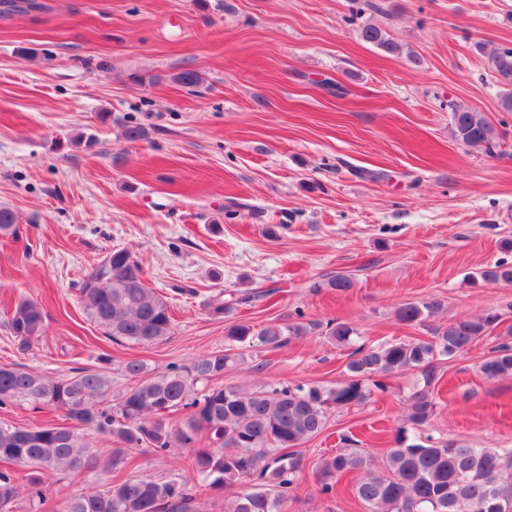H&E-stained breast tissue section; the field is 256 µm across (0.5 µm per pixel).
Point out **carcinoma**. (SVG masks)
I'll list each match as a JSON object with an SVG mask.
<instances>
[{"mask_svg":"<svg viewBox=\"0 0 512 512\" xmlns=\"http://www.w3.org/2000/svg\"><path fill=\"white\" fill-rule=\"evenodd\" d=\"M44 8L39 0H0V14L28 13ZM361 39L388 54L399 44L382 27L367 23ZM485 68L501 86L500 107L512 112V47L484 54ZM171 80L193 89L202 77L193 70ZM453 136L466 147L494 153L498 133L483 113L465 105L452 107ZM18 216L0 206V236L14 237ZM131 254L114 249L106 261L85 276L80 302L85 313L114 341L151 344L171 335L173 321L168 297L147 285L140 265L130 268ZM471 282L512 284V263L498 259L486 264ZM354 280L341 272L314 283L316 288L347 291ZM442 307L437 298L405 302L395 312L403 325L425 326ZM43 307L19 300L8 327L24 344L45 331ZM501 315L490 311L475 319H456L430 328V338L386 341L353 346L357 329L350 323H326L322 336L336 347H350V378L334 386L270 384L243 392L209 382L244 363L242 349L278 348L292 336L319 330L315 322L279 320L256 328L231 323L224 328L227 348L151 373L139 360L124 365L136 385L112 398V380L96 371H82L69 379H52L17 367L0 366V408L28 402L61 409L74 426H30L0 420V462L25 470L23 479L0 470V512H12L19 489L27 493L30 512L47 504L46 483L69 471L96 473L124 462L128 449L143 448L158 456L181 453L188 467L202 479L203 490H241L224 499V512H288L299 484L302 459L295 452L321 434L330 410L361 405L370 387L384 392V379L404 370L417 372L416 386L404 398L407 422L416 428L436 414L435 389L444 371L440 361L469 351L483 337L500 330L503 341L482 360L479 369L488 379L512 378V325L501 327ZM185 416L171 421L172 414ZM97 435L118 444L112 457L102 460L94 450ZM381 464L357 449L324 457L319 465L325 479L321 492L335 494L338 482L358 474L354 492L367 512H512V451L462 447L454 443H406L404 428L387 441ZM62 512H194V495L181 479L124 478L103 491L67 500Z\"/></svg>","mask_w":512,"mask_h":512,"instance_id":"carcinoma-1","label":"carcinoma"}]
</instances>
